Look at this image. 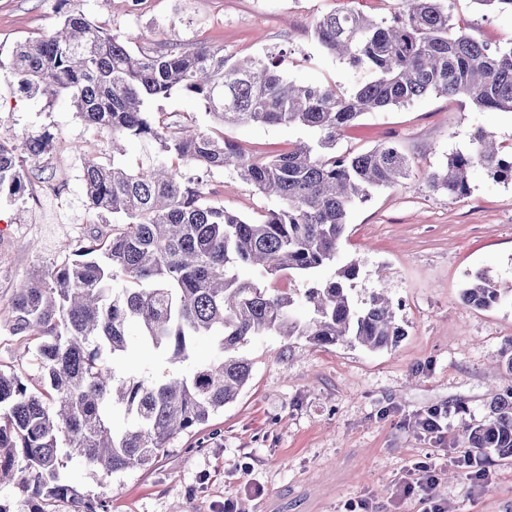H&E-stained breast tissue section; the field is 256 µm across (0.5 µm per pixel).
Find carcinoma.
I'll list each match as a JSON object with an SVG mask.
<instances>
[{"mask_svg": "<svg viewBox=\"0 0 512 512\" xmlns=\"http://www.w3.org/2000/svg\"><path fill=\"white\" fill-rule=\"evenodd\" d=\"M452 2L398 0L379 21L347 7L318 18L319 46L369 73L348 90L294 83L280 71L282 56L268 51L232 62L204 44L169 41L136 50L82 11H66L57 28L16 44L9 74L21 77L20 92L68 103L114 143L129 138L157 149L135 162L115 150L110 164L85 159L87 206L111 214V230L91 233L75 259L16 288L12 328L36 340L42 384L32 389L0 371V482L17 478L37 497L100 512L102 504L66 480L64 460L77 457L108 475L150 466L171 440L237 398L252 371L240 349L253 337L382 350L405 336L384 293H372L361 307L353 302L354 260L305 289L311 315L304 320L293 313L291 289L242 280L236 268L265 279L336 262L350 209L371 190L410 176L412 161L392 142L336 153L340 137L365 113L430 93L512 111V47L472 37L454 20ZM175 90L195 98L222 127L302 126L315 140L257 160L191 120L170 131L149 103ZM50 140L0 135V194L24 196L25 156L49 152ZM473 141L472 153L448 157L428 176L434 191L468 194L476 166L512 182V154L483 132ZM228 167L273 206L251 218L207 196L204 178ZM509 296L512 287L483 271L462 293L478 309ZM198 338L211 341L213 354L184 373L147 380L117 367L135 344L183 364ZM463 435L471 459H487V449L512 457V401L496 398Z\"/></svg>", "mask_w": 512, "mask_h": 512, "instance_id": "carcinoma-1", "label": "carcinoma"}]
</instances>
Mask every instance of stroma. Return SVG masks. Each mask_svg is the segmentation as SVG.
Here are the masks:
<instances>
[{
	"label": "stroma",
	"mask_w": 512,
	"mask_h": 512,
	"mask_svg": "<svg viewBox=\"0 0 512 512\" xmlns=\"http://www.w3.org/2000/svg\"><path fill=\"white\" fill-rule=\"evenodd\" d=\"M69 8L108 22L143 49L177 39L223 48L240 58L284 51L282 70L296 81L350 88L363 72L327 55L313 24L342 6L388 16L384 0H69ZM56 0H0V134L50 133L53 147L26 160L32 200L0 197V371L39 384L41 371L10 331L19 282L72 256L93 220L83 203V160L112 158V138L86 126L64 104L22 98L5 66L15 45L51 30ZM454 18L474 38L512 45V12H478L455 0ZM170 128L210 121L185 93L152 102ZM512 148V112L481 109L461 97L429 95L364 114L336 150L359 153L388 139L415 160L410 179L374 190L348 216L339 258L358 260L356 302L387 289L406 329L393 348L316 347L302 338L265 335L241 350L252 364L237 399L202 429L175 438L152 466L108 475L76 459L67 479L105 502L107 512H423L419 497L398 489L415 482L418 463L441 464L434 490L446 512H512V458L490 455L494 478L477 483L464 461L462 422L484 419L512 378L499 364L512 345V301L478 310L462 299L473 273L512 285V183L474 168L470 191L451 198L425 182L454 153L472 150L476 131ZM226 137L253 156L309 140L302 127L239 125ZM225 208L248 216L269 202L233 169L213 172L205 187ZM433 409L448 414L439 433L418 424Z\"/></svg>",
	"instance_id": "stroma-1"
}]
</instances>
